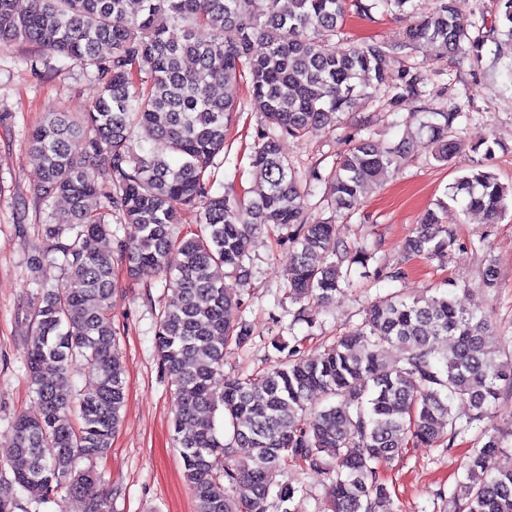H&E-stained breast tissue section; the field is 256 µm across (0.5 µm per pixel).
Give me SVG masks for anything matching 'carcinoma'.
Segmentation results:
<instances>
[{
	"label": "carcinoma",
	"instance_id": "carcinoma-1",
	"mask_svg": "<svg viewBox=\"0 0 512 512\" xmlns=\"http://www.w3.org/2000/svg\"><path fill=\"white\" fill-rule=\"evenodd\" d=\"M0 0V49L30 44L45 57L90 69L96 94L72 115L50 112L29 136V157L40 173L39 200L61 197L64 215L41 225L67 276L44 291L34 310L36 328L24 348L41 413L17 415L7 429L10 486L45 502L64 490L84 499L86 512H110L96 489L92 464L112 448L125 402V370L109 316L116 286L111 254L87 246L111 234L112 218L136 234L116 240L115 252L132 280L170 278L173 295L156 317L154 345L174 379L172 421L183 478L197 512H267L276 492L282 512H298L299 489L280 483L288 462L321 475L328 512H393L383 467L404 449L437 447L465 435L512 394V363L487 341L492 321L477 303L457 306L447 294L390 293L363 310L352 328L317 359L291 347L288 357L256 377L224 376V350L252 340L239 316L241 302L224 289L220 273L247 280L244 266L261 225L292 228L294 261L285 279L295 302L330 304L352 268L368 267L374 253L347 250L328 219L311 222L294 168L282 154L285 138H303L340 122L353 97L382 91L396 106L421 96V75L392 73L388 58L420 44L437 57L477 53L454 0H435L391 44L350 41L336 49L345 0ZM183 36L175 41L169 28ZM201 27L211 31L196 39ZM266 45L254 52L256 41ZM193 66L188 68L185 61ZM249 80V105L261 115L250 166L254 187L213 191L210 167L224 152L233 115L244 104L225 85ZM426 122L435 161L461 147L459 110ZM163 150L133 152L137 138ZM410 141L380 149L359 138L319 179L337 210H350L365 190L401 166ZM494 224L512 185L490 171L461 177L453 195ZM187 211L197 233H176ZM452 229L427 210L405 242L408 253L443 260L456 245ZM392 347L403 351L392 361ZM83 365L93 387L77 393L60 382ZM456 400L470 421L457 424ZM231 427L224 442L216 415ZM248 455L215 470L213 457L234 447ZM84 459L91 463L76 468ZM468 485L458 512H512V452L498 432L485 431L465 461Z\"/></svg>",
	"mask_w": 512,
	"mask_h": 512
}]
</instances>
